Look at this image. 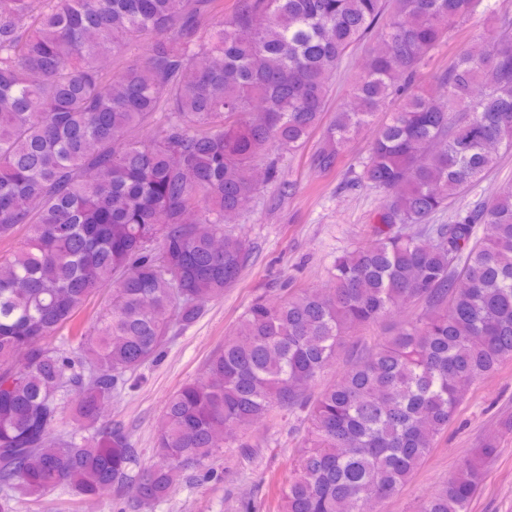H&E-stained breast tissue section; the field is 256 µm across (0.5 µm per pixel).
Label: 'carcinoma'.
<instances>
[{
	"label": "carcinoma",
	"mask_w": 512,
	"mask_h": 512,
	"mask_svg": "<svg viewBox=\"0 0 512 512\" xmlns=\"http://www.w3.org/2000/svg\"><path fill=\"white\" fill-rule=\"evenodd\" d=\"M480 11L495 14L490 0H237L227 16L215 0H0V240L32 227L0 254V512L129 483L149 505L238 428L290 409L312 431L284 512H373L407 482L468 388L512 360V183L433 223L512 150V21L495 18L437 91L416 82ZM373 33L355 105L314 154L329 170L377 126L355 175L383 196L371 240L336 259L327 288L255 299L168 399L160 464L136 469L100 408L237 283L252 247L224 219L256 191L257 161L273 182L269 155L305 146ZM141 39L146 54L112 72ZM106 286L110 307L83 328ZM411 301L420 317L308 394L344 336ZM64 404L81 432L60 429ZM498 454L474 449L419 512H468ZM111 298V288H100L93 293L79 315V322H81L82 326L85 328L90 327L100 313L108 306Z\"/></svg>",
	"instance_id": "1"
}]
</instances>
